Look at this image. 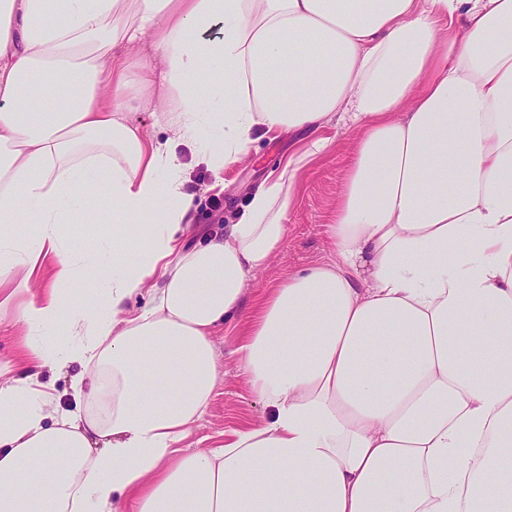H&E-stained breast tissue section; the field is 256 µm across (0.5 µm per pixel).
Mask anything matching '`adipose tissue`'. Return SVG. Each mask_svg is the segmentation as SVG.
<instances>
[{
	"instance_id": "ef3b65f1",
	"label": "adipose tissue",
	"mask_w": 512,
	"mask_h": 512,
	"mask_svg": "<svg viewBox=\"0 0 512 512\" xmlns=\"http://www.w3.org/2000/svg\"><path fill=\"white\" fill-rule=\"evenodd\" d=\"M148 33L137 76L112 66ZM134 80L165 91L173 140L129 121ZM333 127L356 139L330 254L258 298L234 350L272 417L185 448L213 334ZM271 132L300 148L186 247L178 146L218 175ZM102 182L134 261L71 247ZM88 268L90 304L69 289ZM2 279L26 351L22 377L0 365V512H512V0H0ZM72 363L63 410L41 373Z\"/></svg>"
}]
</instances>
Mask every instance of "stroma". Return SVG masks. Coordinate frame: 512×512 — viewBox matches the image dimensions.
Returning <instances> with one entry per match:
<instances>
[{"label": "stroma", "instance_id": "1", "mask_svg": "<svg viewBox=\"0 0 512 512\" xmlns=\"http://www.w3.org/2000/svg\"><path fill=\"white\" fill-rule=\"evenodd\" d=\"M130 94L134 102L129 120L152 140L163 142L170 138V130L159 120L158 109L163 102L160 93L135 85ZM353 140L351 132L339 131L329 154L301 173L302 188L288 215L283 244L269 266L251 280L247 301H254L264 291L286 280L288 275L321 262L329 254L323 226L336 204L350 162ZM297 144V137L281 133L258 138L252 143L244 162L226 174L220 185L205 165L192 166L187 185L188 191L195 196L187 233L190 243H199L207 230L230 223L244 209L267 174L293 153ZM241 328V323L237 322L217 331L213 337L221 379L207 414L184 442L187 448L215 447L223 440L226 431L271 419L270 409L250 392L233 354Z\"/></svg>", "mask_w": 512, "mask_h": 512}]
</instances>
